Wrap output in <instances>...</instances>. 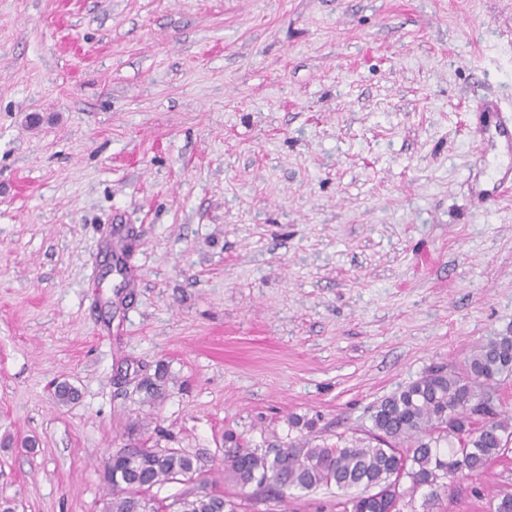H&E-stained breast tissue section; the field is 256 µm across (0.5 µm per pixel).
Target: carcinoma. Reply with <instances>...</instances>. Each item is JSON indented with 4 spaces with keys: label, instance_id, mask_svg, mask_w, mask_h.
<instances>
[{
    "label": "carcinoma",
    "instance_id": "cac0c4a2",
    "mask_svg": "<svg viewBox=\"0 0 512 512\" xmlns=\"http://www.w3.org/2000/svg\"><path fill=\"white\" fill-rule=\"evenodd\" d=\"M512 375V334L479 345L458 369L437 368L381 399L371 409L366 442L329 447L291 443L274 454L240 441L222 461L224 482L282 502L293 492L338 491L339 512H404L421 495L432 512L463 477L483 474L512 442V419L489 401ZM110 498L103 512H239L237 497L218 493L191 456L175 449L119 448L102 470ZM181 481L171 501L151 492ZM487 512H512V485L488 494Z\"/></svg>",
    "mask_w": 512,
    "mask_h": 512
}]
</instances>
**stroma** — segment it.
I'll list each match as a JSON object with an SVG mask.
<instances>
[{
	"label": "stroma",
	"mask_w": 512,
	"mask_h": 512,
	"mask_svg": "<svg viewBox=\"0 0 512 512\" xmlns=\"http://www.w3.org/2000/svg\"><path fill=\"white\" fill-rule=\"evenodd\" d=\"M485 97L512 124V0H0V501L102 512L119 448L347 445L512 331ZM483 120L480 123L478 135L480 139L492 148L503 145L507 150V164L498 158H489L487 149L484 153V167L479 176L470 179V193L478 208L488 209L499 203L503 188L512 182V126L500 119V107L497 102L486 101L482 105ZM488 175L486 182L481 183L480 177Z\"/></svg>",
	"instance_id": "1"
}]
</instances>
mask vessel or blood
I'll list each match as a JSON object with an SVG mask.
<instances>
[{"label": "vessel or blood", "mask_w": 512, "mask_h": 512, "mask_svg": "<svg viewBox=\"0 0 512 512\" xmlns=\"http://www.w3.org/2000/svg\"><path fill=\"white\" fill-rule=\"evenodd\" d=\"M483 120L479 126L480 139L490 147L504 146L506 161L485 158L483 179H471L470 193L475 205L482 209L497 205L506 184L512 182V126L502 121L498 103L487 101L482 105Z\"/></svg>", "instance_id": "vessel-or-blood-1"}]
</instances>
